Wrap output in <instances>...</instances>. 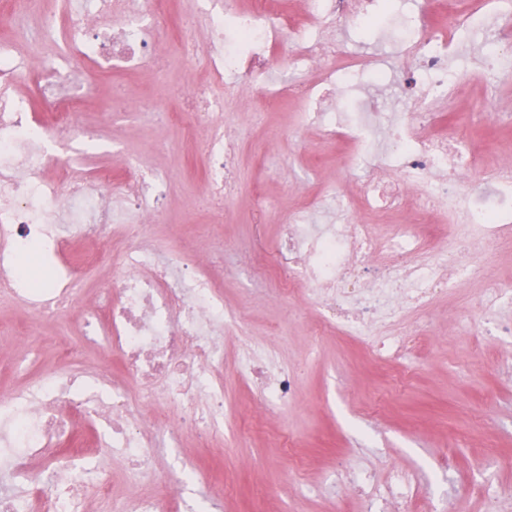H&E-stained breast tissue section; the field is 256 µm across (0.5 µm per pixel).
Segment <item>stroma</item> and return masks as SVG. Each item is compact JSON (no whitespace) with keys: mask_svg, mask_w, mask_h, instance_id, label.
Listing matches in <instances>:
<instances>
[{"mask_svg":"<svg viewBox=\"0 0 512 512\" xmlns=\"http://www.w3.org/2000/svg\"><path fill=\"white\" fill-rule=\"evenodd\" d=\"M202 66L173 61L165 74L146 69L124 79L130 104L160 98L168 84H191ZM227 120L242 130L239 140V182L225 203L224 225L197 233L209 213L195 203L206 181L207 162L195 145L181 143L173 124L127 126L118 145L105 143L78 162L90 171L119 170L126 155L141 156L148 166L166 172L169 192L164 220L148 236L169 248L168 227L181 225L192 235L193 264L217 268L223 248L249 252L261 245L273 252L279 238L277 220L255 225L251 200L256 190L268 193L278 210H285L315 193L320 184L336 182L346 193L355 184L350 172L328 163L335 149L316 144L314 131L294 127L271 137L268 121L253 122L244 113L227 112ZM453 124L470 141L482 145L488 159L512 163V87L501 100H489L474 87L469 101L454 113ZM248 265L236 262L224 274V301L243 311L252 326L247 336H226L224 364V432L212 434L191 421H178L180 447L159 452L154 468L193 474L197 491L225 480L233 495L220 512H355V504L337 497L325 484L338 464L368 470L382 481L383 459L414 473L423 485L447 488L449 479L512 483V337L483 336L482 316L476 332H466L460 313L475 299L470 283L449 291L429 306L430 325L423 330L425 355L411 354L413 369L401 374L382 366L375 336L348 338L335 334L310 336L317 316L314 306L289 305L276 297H254ZM14 333L0 338V396L21 389L54 364L42 345L53 327H36L27 310L0 304V325ZM278 344L281 364L299 371L289 410H260L248 386L232 370L234 356L246 343ZM288 436L308 468L305 484H289L276 493L288 461L275 440Z\"/></svg>","mask_w":512,"mask_h":512,"instance_id":"35a3bbf8","label":"stroma"}]
</instances>
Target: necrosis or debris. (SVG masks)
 I'll use <instances>...</instances> for the list:
<instances>
[{"label": "necrosis or debris", "mask_w": 512, "mask_h": 512, "mask_svg": "<svg viewBox=\"0 0 512 512\" xmlns=\"http://www.w3.org/2000/svg\"><path fill=\"white\" fill-rule=\"evenodd\" d=\"M287 2L225 0L217 8L197 0L210 30L204 44L170 35L175 0H7L0 9V24L13 33L0 38V298L42 321L75 315L81 345L110 348L125 371L116 380L71 370L66 347L58 371L0 402V480L9 485L0 512H84L91 496L107 512H187V480L155 473L156 451L177 447L175 418L213 432L223 424L224 382L214 369L224 362L225 333L246 332L211 275L144 236L164 207L162 173L143 174L130 156L117 182L77 167L74 152L97 143L84 115L102 79L160 65L167 53L203 59L206 79L188 92L170 90L177 110L128 108L117 86L112 99L121 113L166 119L187 137L206 131L205 189L217 224L238 174L226 93L235 92L238 112L293 100L296 127L335 142L336 164L354 172L355 193L331 184L300 202L280 226L276 274L252 268L268 294L317 307L316 335L357 337L395 323L512 248V164L486 166L444 119L471 83L495 90L512 80V0H426L418 15L402 18L407 110L389 112L376 100L354 121L336 113L344 90L385 74L339 31L370 20L381 0H302L294 13ZM31 30L32 57L17 60L14 40ZM27 80L40 112L18 91ZM476 173L487 189L472 183ZM106 231L119 252L64 256L74 237ZM26 242L42 247L52 269L36 287L20 274ZM108 261L116 268L111 287L82 306L87 274ZM234 371L261 405L282 410L298 382L295 371L254 353L238 356ZM149 405L156 413L146 420ZM85 431L127 465L124 490L113 491L111 471L85 452ZM34 460L43 464L36 472L28 467ZM332 484L361 501L362 512H444L416 476L394 467L380 483L340 467Z\"/></svg>", "instance_id": "obj_1"}]
</instances>
